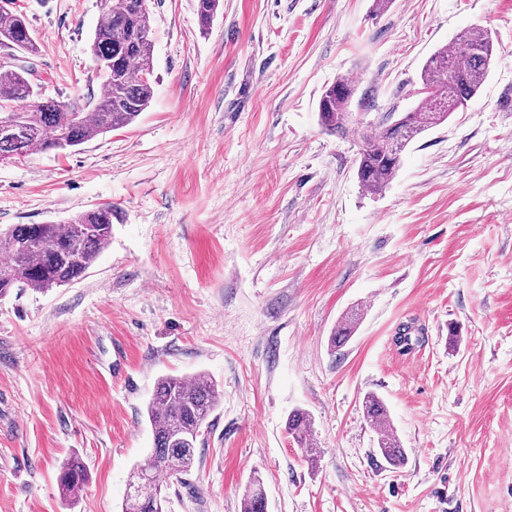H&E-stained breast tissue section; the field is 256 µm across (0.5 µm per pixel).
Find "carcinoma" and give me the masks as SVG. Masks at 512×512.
Instances as JSON below:
<instances>
[{"label":"carcinoma","instance_id":"obj_1","mask_svg":"<svg viewBox=\"0 0 512 512\" xmlns=\"http://www.w3.org/2000/svg\"><path fill=\"white\" fill-rule=\"evenodd\" d=\"M220 0H197L202 26L210 24ZM100 19L93 32L90 50L104 92L94 103L41 99L34 92L27 69L0 62V161L49 151L72 149L99 135L132 124L149 105L152 86L151 18L148 0H99ZM0 47L34 55L39 42L27 18L0 3ZM495 61L491 34L478 26L453 38L451 48L442 47L426 61L421 72L423 85L437 93L396 123H378L366 139L358 162L361 187L378 193L397 172L403 153L421 134L434 128L479 92ZM351 84L341 78L329 86L318 102V118L329 132L345 129L349 121ZM112 205L105 204L64 224H11L0 228V298L14 288L45 291L81 278L93 266L112 236ZM357 312L346 313L332 332L330 349L343 347L359 324ZM417 329L404 325L395 337L400 353L407 354L421 343ZM220 391L214 380L197 374L191 378L162 376L147 406L152 431V448L146 464L131 475L128 488L149 482L152 493L138 499L126 497L122 512H166L171 481L189 473L195 465L197 445L209 427ZM364 413L376 435V453L386 464L400 467L406 451L390 423L388 408L378 395L364 397ZM286 428L310 461L312 418L302 409L289 413ZM87 472L74 456L63 465L59 476L62 494L77 497L86 483ZM241 512H267L264 489L253 478L241 499Z\"/></svg>","mask_w":512,"mask_h":512}]
</instances>
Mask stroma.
Segmentation results:
<instances>
[{
	"mask_svg": "<svg viewBox=\"0 0 512 512\" xmlns=\"http://www.w3.org/2000/svg\"><path fill=\"white\" fill-rule=\"evenodd\" d=\"M149 0L154 95L137 120L65 152L0 162V226L108 204L112 238L70 285L0 299V512H120L149 456L165 375L221 400L168 512H512V0ZM41 44L18 55L42 96L102 92L97 0H14ZM495 61L468 106L416 139L385 191L356 160L420 100L421 69L462 29ZM344 132L319 124L336 80ZM361 309L339 351L328 339ZM425 341L399 354L400 324ZM407 462L376 454L363 399ZM307 410L316 463L286 431ZM88 480L75 504L58 477ZM351 97V84L345 78L337 80L325 90L318 102V118L324 130L335 133L345 129L349 121ZM364 413L376 435V453L386 464L400 467L407 460L405 448L390 423L388 408L378 395L369 393L364 397ZM87 472L82 461L74 456L63 465L59 476L62 494L67 499H75L86 483ZM241 512H267V501L260 480L254 476L249 490L241 499Z\"/></svg>",
	"mask_w": 512,
	"mask_h": 512,
	"instance_id": "stroma-1",
	"label": "stroma"
}]
</instances>
